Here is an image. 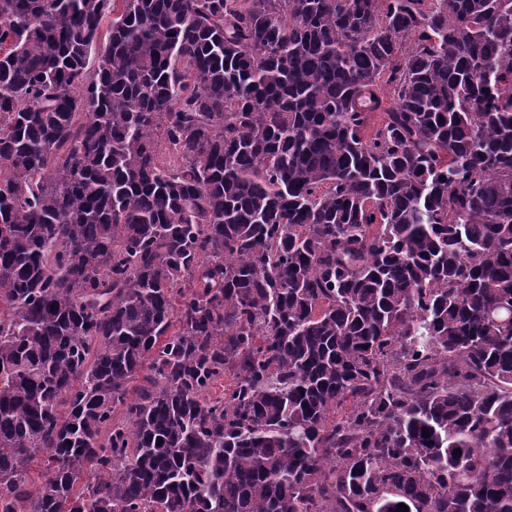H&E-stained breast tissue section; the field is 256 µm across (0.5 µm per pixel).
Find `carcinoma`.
<instances>
[{"mask_svg": "<svg viewBox=\"0 0 512 512\" xmlns=\"http://www.w3.org/2000/svg\"><path fill=\"white\" fill-rule=\"evenodd\" d=\"M400 503L512 512V0H0V512Z\"/></svg>", "mask_w": 512, "mask_h": 512, "instance_id": "obj_1", "label": "carcinoma"}]
</instances>
